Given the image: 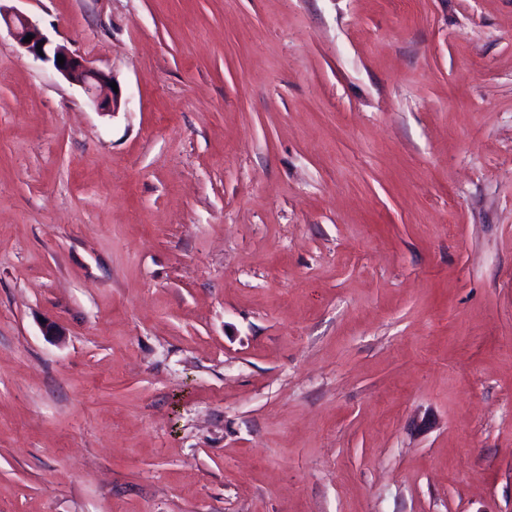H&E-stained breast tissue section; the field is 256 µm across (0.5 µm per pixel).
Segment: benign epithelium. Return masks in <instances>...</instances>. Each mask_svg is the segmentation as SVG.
Wrapping results in <instances>:
<instances>
[{
  "instance_id": "obj_1",
  "label": "benign epithelium",
  "mask_w": 512,
  "mask_h": 512,
  "mask_svg": "<svg viewBox=\"0 0 512 512\" xmlns=\"http://www.w3.org/2000/svg\"><path fill=\"white\" fill-rule=\"evenodd\" d=\"M0 22L5 24L25 52L36 60L52 63L62 78L79 85L99 111L109 113L114 110L115 92L110 86L112 77L106 72L66 46L51 41L35 22L21 12H6L0 8ZM28 35L33 36L29 42L25 41ZM59 55L65 58L62 65L58 64Z\"/></svg>"
}]
</instances>
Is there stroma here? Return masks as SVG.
Instances as JSON below:
<instances>
[{"mask_svg": "<svg viewBox=\"0 0 512 512\" xmlns=\"http://www.w3.org/2000/svg\"><path fill=\"white\" fill-rule=\"evenodd\" d=\"M0 9V512H512V0ZM2 21L17 44L34 59L51 62L55 70L68 82L79 85L91 102L101 112H113L115 92L110 86L112 77L103 70L93 66L83 57L70 51L65 45L54 43L28 16L18 11L5 12L0 9V31ZM27 35H34L30 42H24ZM43 55L37 50L38 43ZM57 55L65 58L64 65H59Z\"/></svg>", "mask_w": 512, "mask_h": 512, "instance_id": "stroma-1", "label": "stroma"}]
</instances>
